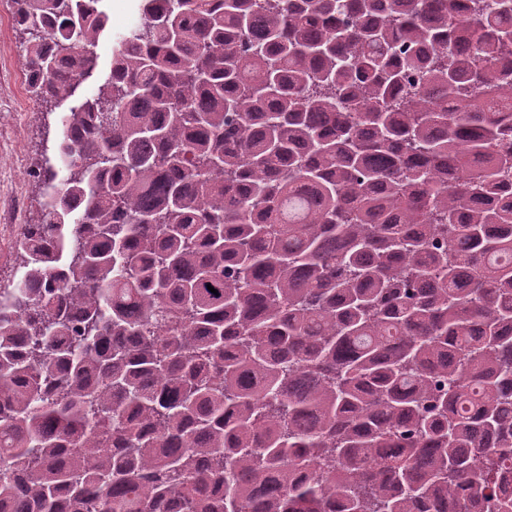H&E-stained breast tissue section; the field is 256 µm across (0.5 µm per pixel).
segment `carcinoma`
<instances>
[{"instance_id": "cac0c4a2", "label": "carcinoma", "mask_w": 512, "mask_h": 512, "mask_svg": "<svg viewBox=\"0 0 512 512\" xmlns=\"http://www.w3.org/2000/svg\"><path fill=\"white\" fill-rule=\"evenodd\" d=\"M101 2L11 0L48 114ZM141 15L0 287V512H512V0Z\"/></svg>"}]
</instances>
